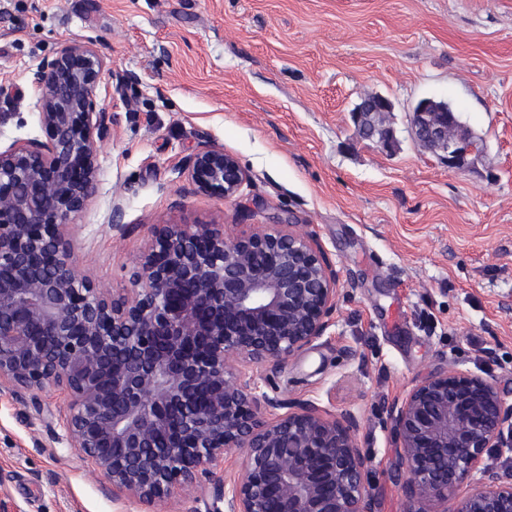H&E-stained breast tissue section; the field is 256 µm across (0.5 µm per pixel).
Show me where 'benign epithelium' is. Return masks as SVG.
<instances>
[{"instance_id": "benign-epithelium-1", "label": "benign epithelium", "mask_w": 512, "mask_h": 512, "mask_svg": "<svg viewBox=\"0 0 512 512\" xmlns=\"http://www.w3.org/2000/svg\"><path fill=\"white\" fill-rule=\"evenodd\" d=\"M104 67L93 42L61 45L31 76L46 140L0 150V391H64L57 440L150 512L208 484L207 512H375L355 413L271 395L258 374L299 357L331 324L336 270L309 235L158 224L131 287L111 292L77 270L69 226L99 184ZM391 110L367 97L353 110L357 132L392 148ZM449 113L421 100L411 130L459 167L477 150L448 133ZM187 170L195 191L224 199L248 179L221 148L197 152ZM389 419L409 504L451 498V512H512V471L484 464L488 449L512 447V405L490 380L434 372ZM238 450L239 472L214 479ZM474 477L480 488L456 496Z\"/></svg>"}]
</instances>
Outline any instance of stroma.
I'll list each match as a JSON object with an SVG mask.
<instances>
[{
    "label": "stroma",
    "instance_id": "obj_1",
    "mask_svg": "<svg viewBox=\"0 0 512 512\" xmlns=\"http://www.w3.org/2000/svg\"><path fill=\"white\" fill-rule=\"evenodd\" d=\"M89 39L107 128L98 189L70 227L77 267L129 287L156 224L310 232L336 311L264 389L352 410L376 512H405L392 403L452 367L512 404V0H0L1 150L44 139L31 75ZM377 94L391 153L355 131L354 107ZM423 98L482 141L465 166L415 140ZM210 147L247 172L240 195L194 191L186 162ZM36 397L37 411L0 396V512H144L55 440L65 393Z\"/></svg>",
    "mask_w": 512,
    "mask_h": 512
}]
</instances>
